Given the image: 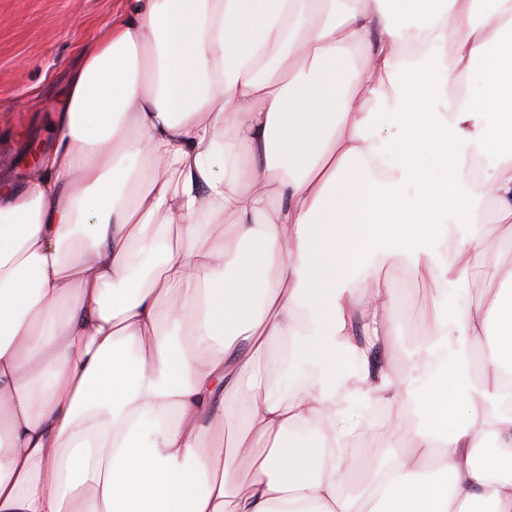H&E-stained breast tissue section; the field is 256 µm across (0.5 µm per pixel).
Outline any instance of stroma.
Returning a JSON list of instances; mask_svg holds the SVG:
<instances>
[{
    "label": "stroma",
    "instance_id": "35a3bbf8",
    "mask_svg": "<svg viewBox=\"0 0 512 512\" xmlns=\"http://www.w3.org/2000/svg\"><path fill=\"white\" fill-rule=\"evenodd\" d=\"M123 0H0V171L23 180L48 143L43 128L60 108L79 49L117 17ZM406 313L398 324L390 366L409 373L425 339L428 283L414 280L404 260L383 267Z\"/></svg>",
    "mask_w": 512,
    "mask_h": 512
}]
</instances>
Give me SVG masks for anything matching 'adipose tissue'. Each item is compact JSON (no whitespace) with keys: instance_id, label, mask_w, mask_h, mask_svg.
Masks as SVG:
<instances>
[{"instance_id":"obj_1","label":"adipose tissue","mask_w":512,"mask_h":512,"mask_svg":"<svg viewBox=\"0 0 512 512\" xmlns=\"http://www.w3.org/2000/svg\"><path fill=\"white\" fill-rule=\"evenodd\" d=\"M51 132L0 176V512H512V263L437 301L512 254V0H125ZM361 402L412 447L350 455ZM381 273L390 282L392 288L399 289L406 314L398 324L394 337L390 366L396 374H408L415 362V354L422 347L424 330L420 326L429 309V288L427 282L414 280L404 260L384 266ZM494 286V281L484 271H475L469 278L466 286L460 287L455 283H448L447 296L441 295L438 301L442 307L447 305L448 311L462 310L474 303L485 288ZM418 429V420L416 416H411V424L409 428L400 433L397 437L378 436V444L374 448H378L375 454V460L384 461L393 453H401L411 447Z\"/></svg>"}]
</instances>
